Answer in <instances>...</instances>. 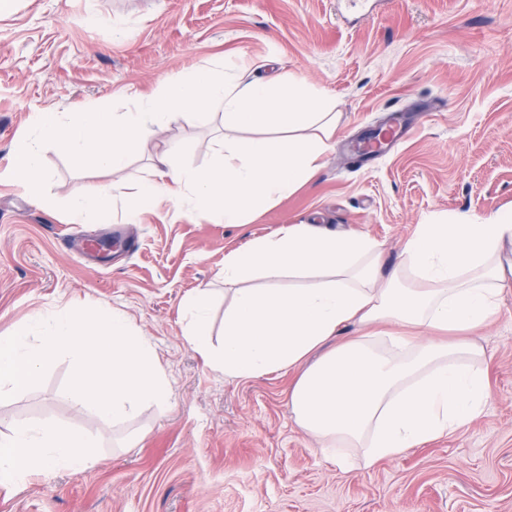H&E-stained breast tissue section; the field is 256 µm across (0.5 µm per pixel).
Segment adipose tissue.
Segmentation results:
<instances>
[{
    "instance_id": "obj_1",
    "label": "adipose tissue",
    "mask_w": 512,
    "mask_h": 512,
    "mask_svg": "<svg viewBox=\"0 0 512 512\" xmlns=\"http://www.w3.org/2000/svg\"><path fill=\"white\" fill-rule=\"evenodd\" d=\"M217 113L226 133L206 166L155 152L149 175L125 195L127 221L160 198L208 221L245 223L250 214L308 183L332 148L340 115L319 88L288 77L274 82L196 68L161 83L123 112H36L31 132L0 171L28 194L46 172L41 147L115 173L134 146L180 110ZM512 212L445 216L418 225L390 273L370 237L294 224L252 240L224 259L233 287L224 308V342L213 347L211 293L184 303L188 345L229 378L302 367L289 395L303 432L328 448H362L368 463L451 435L489 404L483 348L434 332L489 326L512 288ZM264 280L261 288L251 287ZM362 335L338 341L347 325ZM319 352L309 361L311 352ZM100 442L56 423H12L0 433V484L56 469L78 473Z\"/></svg>"
}]
</instances>
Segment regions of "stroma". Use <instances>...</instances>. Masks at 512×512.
<instances>
[{"instance_id":"obj_1","label":"stroma","mask_w":512,"mask_h":512,"mask_svg":"<svg viewBox=\"0 0 512 512\" xmlns=\"http://www.w3.org/2000/svg\"><path fill=\"white\" fill-rule=\"evenodd\" d=\"M201 66L325 89L341 112L336 143L295 194L229 225L160 200L124 221L72 222L65 203L112 182L135 190L164 144L206 166L224 135L188 111L107 174L51 145L43 205L0 183V333L39 314L110 305L150 339L167 404L111 423L72 406L61 355L33 388L0 401L7 422L55 421L99 437L82 472L0 485V512H512V290L484 346L490 405L449 437L366 465L326 457L291 418L297 371L232 379L185 340L184 298H213L221 342L224 258L291 224L369 236L393 267L418 224L439 214L512 211V0H8L0 9V168L36 112L132 107ZM400 118L403 138L354 158L369 129ZM122 228L121 248L86 246Z\"/></svg>"}]
</instances>
